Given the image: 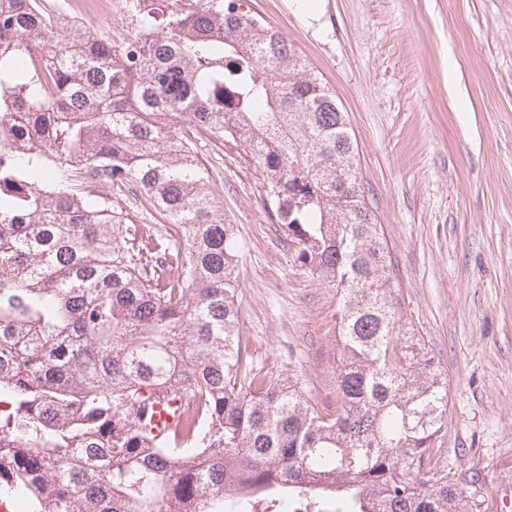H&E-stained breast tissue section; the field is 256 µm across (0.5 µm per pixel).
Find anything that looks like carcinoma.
Masks as SVG:
<instances>
[{
  "instance_id": "cac0c4a2",
  "label": "carcinoma",
  "mask_w": 512,
  "mask_h": 512,
  "mask_svg": "<svg viewBox=\"0 0 512 512\" xmlns=\"http://www.w3.org/2000/svg\"><path fill=\"white\" fill-rule=\"evenodd\" d=\"M131 0L116 45L0 0V500L22 512H478L434 449L448 374L405 318L336 94L232 0ZM185 120L265 175L294 262L336 289L338 399L253 367L241 244ZM135 190L176 241L112 196ZM160 397L183 401L153 434Z\"/></svg>"
}]
</instances>
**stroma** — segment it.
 I'll list each match as a JSON object with an SVG mask.
<instances>
[{
    "mask_svg": "<svg viewBox=\"0 0 512 512\" xmlns=\"http://www.w3.org/2000/svg\"><path fill=\"white\" fill-rule=\"evenodd\" d=\"M279 31L335 92L359 148L405 312L448 373L439 453L481 512L512 495V0H235ZM123 41L129 0L76 16ZM210 190L243 245L240 330L256 367L337 401L334 288L295 264L264 175L204 134Z\"/></svg>",
    "mask_w": 512,
    "mask_h": 512,
    "instance_id": "stroma-1",
    "label": "stroma"
}]
</instances>
